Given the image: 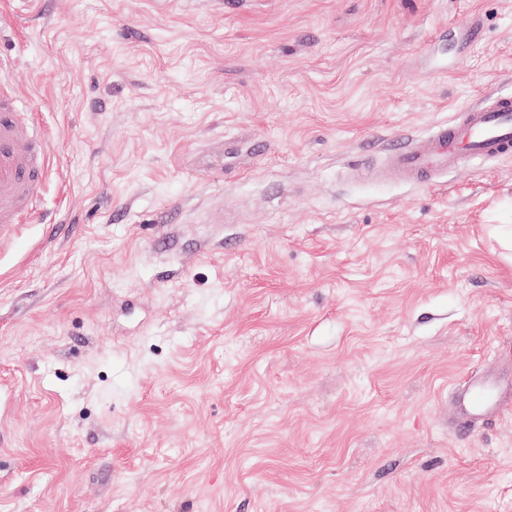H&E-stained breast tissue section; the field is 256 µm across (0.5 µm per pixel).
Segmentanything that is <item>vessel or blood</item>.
Masks as SVG:
<instances>
[{
  "label": "vessel or blood",
  "mask_w": 512,
  "mask_h": 512,
  "mask_svg": "<svg viewBox=\"0 0 512 512\" xmlns=\"http://www.w3.org/2000/svg\"><path fill=\"white\" fill-rule=\"evenodd\" d=\"M21 104L15 90L0 89V242L11 239L15 227L33 216L49 167L42 128L33 119L19 121ZM511 157L512 92H496L423 134L387 144L381 165L361 160L351 165L350 173L426 187L474 162ZM457 395L465 421H472L484 405V394L473 384Z\"/></svg>",
  "instance_id": "1"
}]
</instances>
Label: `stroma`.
I'll use <instances>...</instances> for the list:
<instances>
[{"label": "stroma", "mask_w": 512, "mask_h": 512, "mask_svg": "<svg viewBox=\"0 0 512 512\" xmlns=\"http://www.w3.org/2000/svg\"><path fill=\"white\" fill-rule=\"evenodd\" d=\"M1 12L53 163L0 247V512H512V158L347 173L512 91V0ZM485 387L480 383H474L467 388L458 389L457 396L462 401L464 407V419L460 425L461 428L466 427L476 416L485 402V395L478 389Z\"/></svg>", "instance_id": "obj_1"}]
</instances>
